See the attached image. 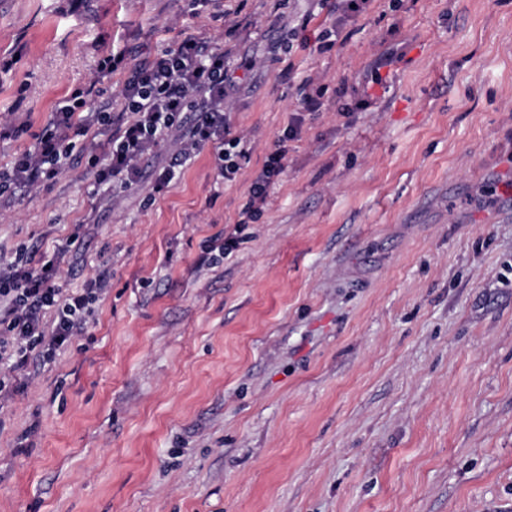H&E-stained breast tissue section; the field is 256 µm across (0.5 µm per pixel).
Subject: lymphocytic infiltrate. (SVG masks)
I'll return each instance as SVG.
<instances>
[{
    "label": "lymphocytic infiltrate",
    "instance_id": "f902f5d3",
    "mask_svg": "<svg viewBox=\"0 0 512 512\" xmlns=\"http://www.w3.org/2000/svg\"><path fill=\"white\" fill-rule=\"evenodd\" d=\"M232 55V47L214 45L199 34L186 36L129 67L121 90L123 108L117 113L107 103L88 108L93 88L75 89L36 134L34 145L0 173V199L11 196L14 189L59 175L74 148V138L96 126L112 129L109 150L89 160L98 183L129 187L140 172V160L180 131L186 134L183 149L159 175L154 192L168 186L175 167L209 145L218 160V178L234 182L247 150L243 139L231 133L225 105L233 84ZM302 104V113L289 116L283 134L252 180L245 210L248 220L258 218L268 187L284 173L288 143L297 136L303 112L321 111L323 95L303 93ZM64 257L60 249L36 263L19 252L0 263V396L12 390L16 373L26 369L32 358H39L44 366L53 363L58 351L86 329L92 305L104 292L101 274L84 287H64L59 276Z\"/></svg>",
    "mask_w": 512,
    "mask_h": 512
}]
</instances>
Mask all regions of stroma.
I'll return each instance as SVG.
<instances>
[{
    "mask_svg": "<svg viewBox=\"0 0 512 512\" xmlns=\"http://www.w3.org/2000/svg\"><path fill=\"white\" fill-rule=\"evenodd\" d=\"M252 26L227 97L249 154L205 147L161 193L177 140L128 188L77 141L56 179L0 207V256L52 252L110 290L55 367L0 406V512H512V0H0V169L70 92L118 99L128 64ZM347 84L288 144L268 205L253 176L300 85ZM237 232L216 266L207 240Z\"/></svg>",
    "mask_w": 512,
    "mask_h": 512,
    "instance_id": "1",
    "label": "stroma"
}]
</instances>
